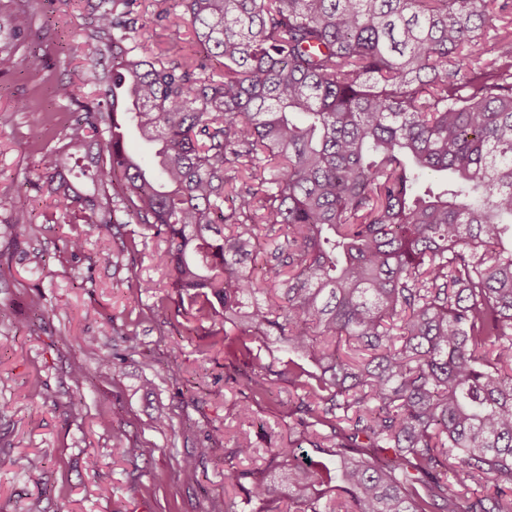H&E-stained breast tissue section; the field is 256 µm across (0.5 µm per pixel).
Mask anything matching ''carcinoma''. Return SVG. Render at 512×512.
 Masks as SVG:
<instances>
[{
	"label": "carcinoma",
	"instance_id": "carcinoma-1",
	"mask_svg": "<svg viewBox=\"0 0 512 512\" xmlns=\"http://www.w3.org/2000/svg\"><path fill=\"white\" fill-rule=\"evenodd\" d=\"M136 2L91 5L112 63L43 180L165 242L154 309L244 359L238 417L292 388L287 444L224 449V512H512V0H179L194 67L132 46ZM30 30L0 5V71Z\"/></svg>",
	"mask_w": 512,
	"mask_h": 512
}]
</instances>
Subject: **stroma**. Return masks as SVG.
Returning <instances> with one entry per match:
<instances>
[{
  "mask_svg": "<svg viewBox=\"0 0 512 512\" xmlns=\"http://www.w3.org/2000/svg\"><path fill=\"white\" fill-rule=\"evenodd\" d=\"M176 7L177 0H139L145 26L138 41L147 53L192 62V27L154 22L157 12ZM28 8L32 30L16 55L37 51L47 66L34 72L20 62L0 72V512H217L225 448L245 432L261 448L286 439L290 388L280 384L252 422H241L237 396L224 385L223 353L152 313L154 297L132 286L137 278L166 286L167 273L156 264L163 242L147 239L136 256L103 264L100 253L118 250L114 228L63 223L40 191L45 148L97 86L87 0H30ZM61 82L72 86L73 99L56 96ZM34 126L46 133L38 146L26 140ZM19 197L33 221L16 239L8 225ZM73 235L85 241L77 256L64 248ZM38 295L51 313L33 334L27 324ZM129 333L135 343L126 342ZM89 337L97 350L86 347ZM75 365L88 374L79 388L70 377ZM78 393L86 405L76 414L69 401ZM118 433L139 447L136 457L113 456ZM203 444L210 452L199 461L197 483L187 484L179 465ZM35 458L41 469H30Z\"/></svg>",
  "mask_w": 512,
  "mask_h": 512,
  "instance_id": "35a3bbf8",
  "label": "stroma"
}]
</instances>
